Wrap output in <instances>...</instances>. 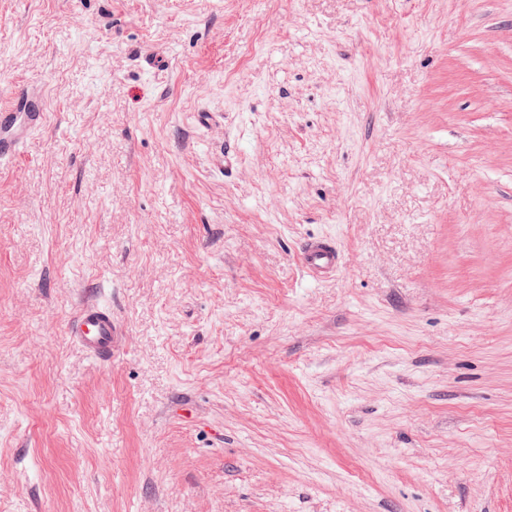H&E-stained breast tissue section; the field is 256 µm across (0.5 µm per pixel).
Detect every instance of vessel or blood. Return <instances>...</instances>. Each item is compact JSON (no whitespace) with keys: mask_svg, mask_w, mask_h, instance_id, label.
Masks as SVG:
<instances>
[{"mask_svg":"<svg viewBox=\"0 0 512 512\" xmlns=\"http://www.w3.org/2000/svg\"><path fill=\"white\" fill-rule=\"evenodd\" d=\"M32 95V90L22 89L7 108L0 110V161L11 162L20 157L32 135L45 125V113L32 111L29 106ZM301 261L310 279L325 281L340 268L341 254L331 240L311 238L303 245ZM66 333L85 354L105 360L111 358L122 328L113 318L111 306L92 299L70 318Z\"/></svg>","mask_w":512,"mask_h":512,"instance_id":"vessel-or-blood-1","label":"vessel or blood"}]
</instances>
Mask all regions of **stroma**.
Masks as SVG:
<instances>
[{"mask_svg":"<svg viewBox=\"0 0 512 512\" xmlns=\"http://www.w3.org/2000/svg\"><path fill=\"white\" fill-rule=\"evenodd\" d=\"M28 86L0 512H512V0H0ZM301 261L308 277L314 281L333 278L341 266V254L327 238H310L302 248ZM66 333L85 354L105 360L112 357L121 326L112 317V307L97 300L85 301L67 322Z\"/></svg>","mask_w":512,"mask_h":512,"instance_id":"35a3bbf8","label":"stroma"}]
</instances>
